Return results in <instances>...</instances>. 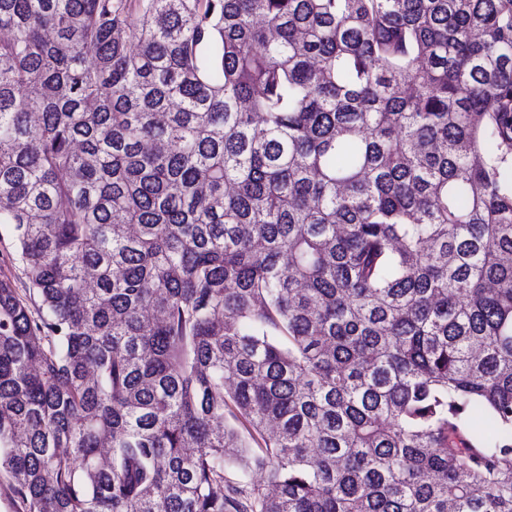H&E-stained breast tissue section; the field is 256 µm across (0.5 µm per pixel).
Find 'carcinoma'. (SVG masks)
I'll use <instances>...</instances> for the list:
<instances>
[{"label":"carcinoma","mask_w":512,"mask_h":512,"mask_svg":"<svg viewBox=\"0 0 512 512\" xmlns=\"http://www.w3.org/2000/svg\"><path fill=\"white\" fill-rule=\"evenodd\" d=\"M0 30L23 512H512V0Z\"/></svg>","instance_id":"cac0c4a2"}]
</instances>
